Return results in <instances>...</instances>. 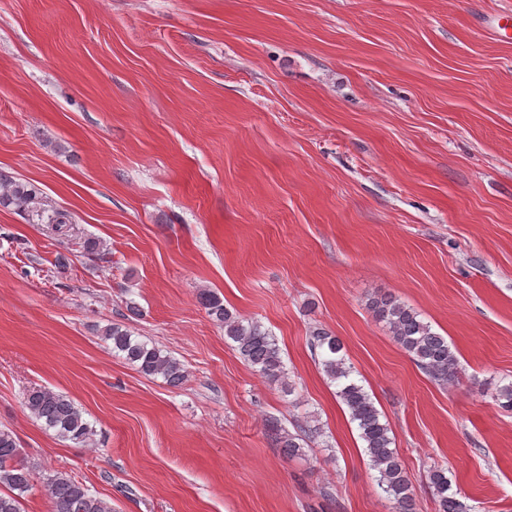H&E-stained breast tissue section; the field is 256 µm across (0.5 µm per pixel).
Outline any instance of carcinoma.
I'll list each match as a JSON object with an SVG mask.
<instances>
[{
	"label": "carcinoma",
	"mask_w": 512,
	"mask_h": 512,
	"mask_svg": "<svg viewBox=\"0 0 512 512\" xmlns=\"http://www.w3.org/2000/svg\"><path fill=\"white\" fill-rule=\"evenodd\" d=\"M0 207L20 213H34L44 223L57 227L69 223L66 214L41 207L39 189L28 181L17 180L0 172ZM198 299L211 319L224 327V336L233 349L255 371L269 381L287 385L288 372L274 336L259 322L244 319L224 307L215 292L202 289ZM372 316L384 322L395 343L432 379L451 382L457 379L458 359L448 339L434 332L420 318V313L393 296H374L369 300ZM103 336L112 343L136 369L150 377H160L169 386L177 387L187 376L185 366L162 349L133 338L120 324L105 328ZM310 346L318 356V364L326 377L336 384V396L356 423L370 466L376 471L378 486L393 505V512H412V485L398 451L393 448L389 425L383 421L370 394L355 379L356 370L343 354L338 337L324 328L310 331ZM24 405L46 428L75 444L92 441L94 429L83 412L68 396L46 388L26 393ZM275 441L294 456L304 449V442L319 436L320 429L306 425L292 434L274 424ZM37 466L22 457L13 432L0 428V512H22V499L33 487ZM437 512H469L468 506L451 492L447 470L435 467L429 471ZM42 492L53 504V512H112L109 504L90 493L83 483L62 475L48 476L42 481Z\"/></svg>",
	"instance_id": "carcinoma-1"
}]
</instances>
